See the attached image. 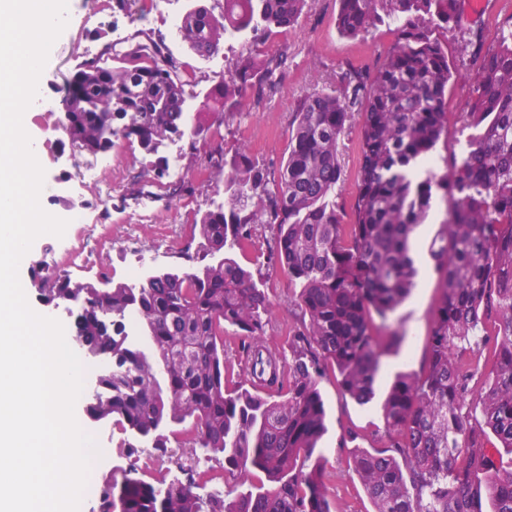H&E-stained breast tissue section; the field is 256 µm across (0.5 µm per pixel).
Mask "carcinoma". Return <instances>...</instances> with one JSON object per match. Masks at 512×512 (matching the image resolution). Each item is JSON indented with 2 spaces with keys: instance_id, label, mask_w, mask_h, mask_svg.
Instances as JSON below:
<instances>
[{
  "instance_id": "obj_1",
  "label": "carcinoma",
  "mask_w": 512,
  "mask_h": 512,
  "mask_svg": "<svg viewBox=\"0 0 512 512\" xmlns=\"http://www.w3.org/2000/svg\"><path fill=\"white\" fill-rule=\"evenodd\" d=\"M457 6L339 0L341 35L387 23L393 49L376 72L342 63L334 89L294 101L288 158L278 168L242 145L225 148L222 136L215 141L199 168L224 174V202L200 213V246L186 254L192 267L157 271L134 287L31 268L43 303L77 304L70 343L107 362L85 406L89 419L152 441L162 463L172 457L164 430L188 421L178 447L275 484L202 497L196 488L208 473L192 465L170 482L131 469L96 487L99 512H334L330 474L311 462L326 432L319 384L332 373L358 406L374 398L382 357L405 340L390 321L415 287L421 251L412 234L438 192L452 207L427 250L440 295L425 356L418 372L395 375L376 445L356 450L349 466L373 512H485V502L490 512H512V16L469 78L458 116L471 131L466 155L436 157L448 135V86L459 73L435 30L456 22ZM308 7L309 0H224L217 15L195 5L181 18L183 41L201 58L218 52L222 37L255 46L274 28H294ZM110 59L132 66L112 67ZM224 61V80L204 97L209 120L188 130L178 63L141 43L104 45L64 86L60 126L70 148L98 155L120 135L155 154L174 136L195 155L209 131L239 113L243 97L260 104L277 93L292 54L285 47ZM355 115L361 163L347 207L336 198L339 141ZM417 159L424 167L413 178L406 167ZM261 224L274 230L269 264L288 278L300 310L288 327V369L264 384L250 378L249 365L263 352L279 356L264 342L273 305L262 273L233 257L255 245ZM131 314L158 362L129 335ZM227 326L247 341L237 375L224 374Z\"/></svg>"
}]
</instances>
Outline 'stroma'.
I'll return each instance as SVG.
<instances>
[{
  "instance_id": "obj_1",
  "label": "stroma",
  "mask_w": 512,
  "mask_h": 512,
  "mask_svg": "<svg viewBox=\"0 0 512 512\" xmlns=\"http://www.w3.org/2000/svg\"><path fill=\"white\" fill-rule=\"evenodd\" d=\"M189 5L190 0H154L150 36L171 45L181 67L191 74L186 111L192 117L205 94L223 79L224 67L217 57L205 60L195 55L172 28L171 15L184 14ZM338 7V0H316L313 10L304 12L293 30L278 31L269 36L268 49L288 47L294 55L293 64L280 93L270 104L257 110L244 106L240 114L222 125L225 146L251 143L252 153L259 162L278 167L288 155L291 106L297 98L333 86L339 63L350 61L371 71L382 64L395 40L391 27L379 25L357 39L340 36L336 30ZM510 14L512 0H459L457 25L440 34L448 47L449 63L463 73L475 70L477 63L471 48L465 45L464 34L482 28L485 47H494L497 38L493 21ZM127 22L126 15L112 12L109 0H68V24L55 41L41 77L45 103L30 110V128L38 148V161L45 170L46 181L53 186L52 192L43 198L42 207L67 220L65 234L72 241L87 240L94 234L119 233L128 221L132 197L145 180L144 169L152 164L154 156L159 155L176 161L183 181L193 184L194 191L178 195L163 193L162 207L143 221V242L152 244L157 225L171 227L179 224L188 233V245L194 248L199 242L194 224L197 213L224 200L222 174H212L210 180L203 183L195 181L198 161L185 156L184 143L178 138L162 141L154 156L145 153L136 140L119 138L110 150L112 173L108 191L102 194L81 181V170L91 164V156L73 153L58 127L61 112L55 103L61 98L65 76L84 60L98 54L103 44L111 41L114 29ZM339 150L345 177L336 191L349 202L355 195L360 166L358 120L347 124ZM80 206L91 214V223H70L72 211ZM130 262V255L91 247L77 261L58 259L55 268L76 280L118 283L123 281L124 270ZM264 287L274 304L267 339L272 346L282 350L288 346V326L294 322L297 313L294 296L287 278L275 269L266 271ZM439 294V275L433 262L422 261L417 286L396 314L405 332V341L399 355L385 358L377 383L378 391H385L390 375L396 371L411 373L419 370ZM320 391L327 411L328 432L319 444V451L332 475L329 493L335 510L371 512L373 505L357 476L349 471L348 460L354 447L371 446L376 430L382 425L379 405L374 402L369 408L359 407L341 394L331 377L322 380ZM81 425L86 432L111 443V455L97 459L91 467L96 477L130 467L136 468L139 474L152 475L155 449H148L145 456L135 458L128 446V436L115 423H94L85 419ZM351 431L356 433V440L348 439L347 434Z\"/></svg>"
}]
</instances>
